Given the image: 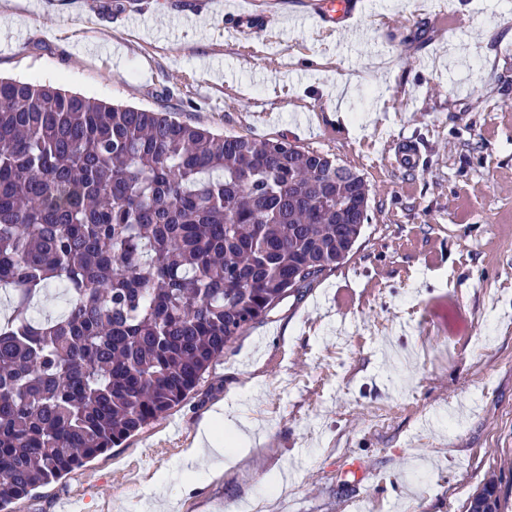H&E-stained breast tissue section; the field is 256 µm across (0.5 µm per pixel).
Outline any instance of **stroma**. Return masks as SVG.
I'll return each instance as SVG.
<instances>
[{"instance_id": "1", "label": "stroma", "mask_w": 512, "mask_h": 512, "mask_svg": "<svg viewBox=\"0 0 512 512\" xmlns=\"http://www.w3.org/2000/svg\"><path fill=\"white\" fill-rule=\"evenodd\" d=\"M0 0V77L334 158L370 189L349 256L237 336L180 405L14 512H512V0ZM269 14L241 41L233 16ZM411 150L406 165L397 150ZM236 466L181 467L218 406ZM310 11L308 15L318 18L324 29L332 28L336 30V26L344 22L347 14L350 13V1H334V0H310Z\"/></svg>"}]
</instances>
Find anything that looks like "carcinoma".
Masks as SVG:
<instances>
[{"label": "carcinoma", "instance_id": "carcinoma-1", "mask_svg": "<svg viewBox=\"0 0 512 512\" xmlns=\"http://www.w3.org/2000/svg\"><path fill=\"white\" fill-rule=\"evenodd\" d=\"M327 156L0 79V512L186 400L244 328L357 242ZM51 282L66 308L38 318ZM492 473L481 491L502 512Z\"/></svg>", "mask_w": 512, "mask_h": 512}]
</instances>
